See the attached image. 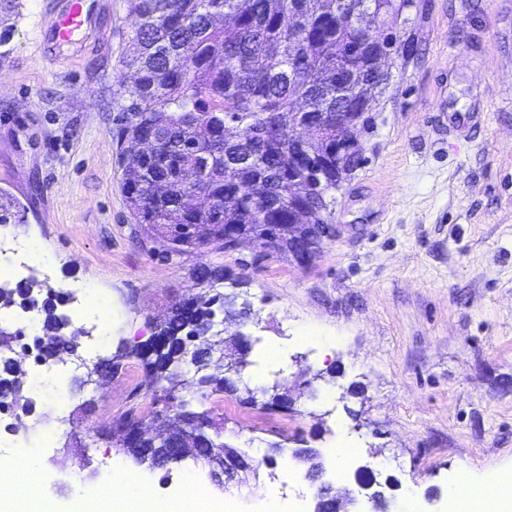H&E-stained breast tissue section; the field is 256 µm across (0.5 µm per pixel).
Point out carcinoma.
I'll return each mask as SVG.
<instances>
[{
    "instance_id": "carcinoma-1",
    "label": "carcinoma",
    "mask_w": 512,
    "mask_h": 512,
    "mask_svg": "<svg viewBox=\"0 0 512 512\" xmlns=\"http://www.w3.org/2000/svg\"><path fill=\"white\" fill-rule=\"evenodd\" d=\"M326 0H130L136 16L130 42L134 53V88L118 96L122 140H136L140 132L158 127L172 143L164 166L145 164L139 155L121 153L122 190L133 218L147 226V235L177 250L180 246L215 245L226 249L224 230L238 224L262 248L288 251V203L295 198L300 174L289 150V129L295 123L294 102L307 100V111L327 112L344 104L345 90L371 85L374 69L368 53L356 43L351 23L324 19ZM414 0H372L375 21L391 32L403 60L409 59L400 33L409 21L404 12ZM231 22L225 28L215 19ZM344 82L336 83V71ZM242 131L239 140L224 143L225 118ZM269 117L275 120V143L255 142L251 132ZM369 118L360 111L344 113L338 124H327L306 143L305 150L325 164L324 192L307 200L317 220L334 204L332 191L347 170L336 168L332 148L353 139L357 125ZM209 158L208 179L189 184L182 172L197 167L198 155ZM237 166L227 168V161ZM258 177L268 185L270 198L252 201L242 184ZM25 208L17 201L0 200V224L22 220ZM34 284L0 288V308L31 294ZM241 324L236 296L217 292L198 295L191 306L177 308L160 324L159 334L185 341L198 337L213 342L212 365L201 366L187 385L201 396L206 391L229 390L247 405H257V394L267 397L262 408L272 410L285 400L275 381L257 391L237 376L224 379V366L244 370L249 349L225 352L226 339L210 334L211 317ZM67 320L48 314L45 335L54 344L64 335ZM139 357L153 374L154 391H168L170 379L181 374L179 348L145 346L112 356L111 369L121 359Z\"/></svg>"
}]
</instances>
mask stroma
Listing matches in <instances>:
<instances>
[{"instance_id": "obj_1", "label": "stroma", "mask_w": 512, "mask_h": 512, "mask_svg": "<svg viewBox=\"0 0 512 512\" xmlns=\"http://www.w3.org/2000/svg\"><path fill=\"white\" fill-rule=\"evenodd\" d=\"M0 16V191L27 207L13 230L38 246L57 278L86 284L111 309L104 346L80 345L87 366L148 342L195 272L220 266L218 291L247 303L255 343L244 377L286 384L289 411L244 405L221 392L193 403L223 419L220 442L259 461L256 474L216 486L193 459L135 465L103 439L102 398L113 383L66 398L54 373L25 386L35 411L19 449L0 433V457L35 460L32 483L50 512H76L112 470L150 491L235 500L238 512H313L317 483L342 493L359 469L396 480L394 512H446L461 464L486 483L512 473V0H415L406 33L416 53L388 59L390 78L358 129L365 161L334 193L337 234L301 264L241 240L164 253L131 217L121 190L114 93L131 55L129 0H103L97 38L44 59L34 43L42 0ZM277 347L276 360L267 351ZM57 432L54 445L41 437ZM306 441L320 482L291 456ZM281 451L265 464L270 443ZM353 448L344 462L332 454Z\"/></svg>"}]
</instances>
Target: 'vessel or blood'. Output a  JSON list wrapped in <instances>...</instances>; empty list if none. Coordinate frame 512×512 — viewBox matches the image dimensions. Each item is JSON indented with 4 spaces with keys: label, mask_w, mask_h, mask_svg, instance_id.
<instances>
[{
    "label": "vessel or blood",
    "mask_w": 512,
    "mask_h": 512,
    "mask_svg": "<svg viewBox=\"0 0 512 512\" xmlns=\"http://www.w3.org/2000/svg\"><path fill=\"white\" fill-rule=\"evenodd\" d=\"M100 10V0H44L47 20L35 31L41 53L53 57L62 45L84 41Z\"/></svg>",
    "instance_id": "1"
}]
</instances>
